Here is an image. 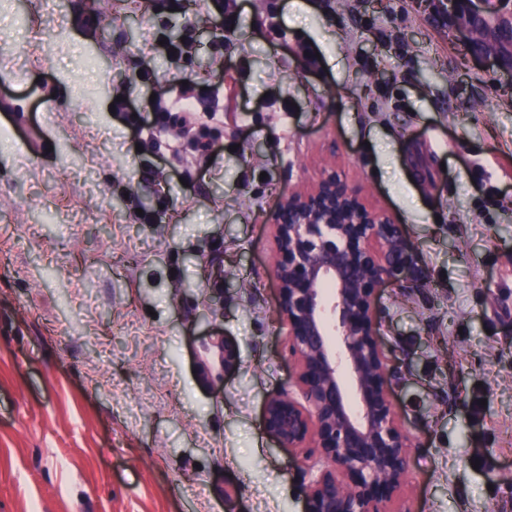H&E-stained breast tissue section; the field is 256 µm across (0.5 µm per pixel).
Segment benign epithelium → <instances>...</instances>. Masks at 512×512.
<instances>
[{"instance_id":"7a95c632","label":"benign epithelium","mask_w":512,"mask_h":512,"mask_svg":"<svg viewBox=\"0 0 512 512\" xmlns=\"http://www.w3.org/2000/svg\"><path fill=\"white\" fill-rule=\"evenodd\" d=\"M445 10L466 38L485 11ZM275 314L286 326L295 381L271 395L263 427L281 448L318 453L306 512H391L409 470V436L391 401L395 371L380 345L375 302L388 283L422 280L403 226L368 204L334 167L309 186L283 195L273 211ZM224 372L239 351L217 338Z\"/></svg>"}]
</instances>
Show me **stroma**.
<instances>
[{"instance_id":"1","label":"stroma","mask_w":512,"mask_h":512,"mask_svg":"<svg viewBox=\"0 0 512 512\" xmlns=\"http://www.w3.org/2000/svg\"><path fill=\"white\" fill-rule=\"evenodd\" d=\"M211 10L0 0V512H305L310 464L262 426L296 376L269 217L326 167L424 272L377 298L413 444L394 512H512V73L429 0H256L227 37ZM182 78L233 83L205 170L180 113L149 143L111 109ZM216 336L239 365L207 377Z\"/></svg>"}]
</instances>
